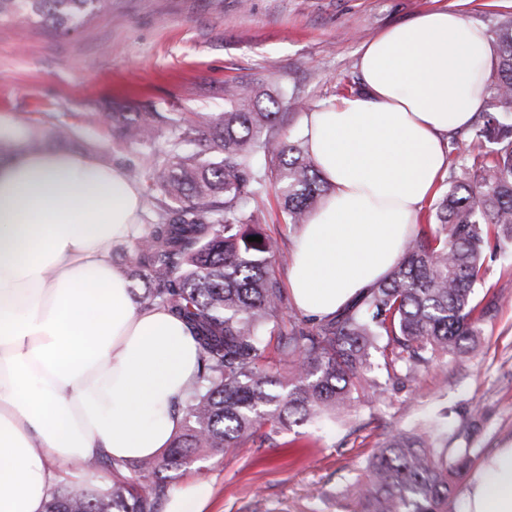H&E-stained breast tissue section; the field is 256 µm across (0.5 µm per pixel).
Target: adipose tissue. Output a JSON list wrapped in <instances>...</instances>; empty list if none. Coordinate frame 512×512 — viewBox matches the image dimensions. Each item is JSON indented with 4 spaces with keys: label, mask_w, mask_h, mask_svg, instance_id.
I'll return each instance as SVG.
<instances>
[{
    "label": "adipose tissue",
    "mask_w": 512,
    "mask_h": 512,
    "mask_svg": "<svg viewBox=\"0 0 512 512\" xmlns=\"http://www.w3.org/2000/svg\"><path fill=\"white\" fill-rule=\"evenodd\" d=\"M492 39L456 11L422 13L364 43L366 92L302 118L329 191L298 231L295 307L331 316L382 280L468 128L494 66ZM0 114V512H44L76 462L114 465L168 448L183 423L200 347L169 310L133 303L111 260L144 232L142 190L123 168L27 148ZM464 512H512V447L474 471Z\"/></svg>",
    "instance_id": "obj_1"
}]
</instances>
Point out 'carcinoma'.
I'll list each match as a JSON object with an SVG mask.
<instances>
[{"instance_id": "obj_1", "label": "carcinoma", "mask_w": 512, "mask_h": 512, "mask_svg": "<svg viewBox=\"0 0 512 512\" xmlns=\"http://www.w3.org/2000/svg\"><path fill=\"white\" fill-rule=\"evenodd\" d=\"M112 0H0V18L36 17L67 31ZM497 59L474 146L494 145L474 170L450 172L433 205L431 237H413L384 279L333 316L305 319L275 276L277 240L249 201L273 189L288 224L300 227L328 192L290 113L261 105L249 86L226 90L230 107L180 122L165 112H102L112 138L140 150L124 163L146 184L150 221L131 241V278L140 306H163L184 319L201 349L197 383L180 404L183 424L160 457L136 461L132 483L96 491L57 488L46 512H161L167 472L193 457L239 447L265 427L303 425L351 405L382 340L406 370L475 353L481 322L496 309L474 302L489 247L512 246V17L497 32ZM165 146L158 147L159 140ZM194 144L198 150L185 151ZM259 236L260 242H249ZM277 336L288 375L262 363L264 333ZM474 460L448 447L435 424L388 434L367 458L354 512H454Z\"/></svg>"}]
</instances>
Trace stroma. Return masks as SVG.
<instances>
[{
    "label": "stroma",
    "instance_id": "1",
    "mask_svg": "<svg viewBox=\"0 0 512 512\" xmlns=\"http://www.w3.org/2000/svg\"><path fill=\"white\" fill-rule=\"evenodd\" d=\"M445 7L496 33L512 0H112L85 28L57 33L0 18V113L46 135L47 116L70 125L75 151L118 164L136 144L113 140L101 112H170L184 119L225 108L228 82L251 83L279 104L335 102L362 83L367 40L421 12ZM248 208L277 239L286 280L295 229L274 193ZM476 299L496 298L477 354L437 359L413 374L387 370L372 350L351 406L319 423L284 426L175 471L213 490L208 512H349L352 484L385 433L447 421L450 445L486 458L512 445V252L487 259Z\"/></svg>",
    "mask_w": 512,
    "mask_h": 512
}]
</instances>
